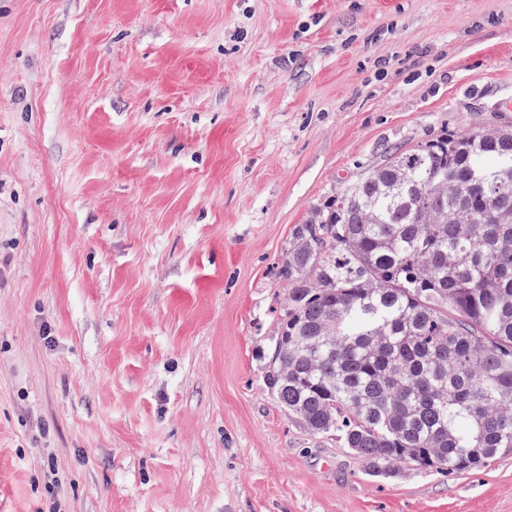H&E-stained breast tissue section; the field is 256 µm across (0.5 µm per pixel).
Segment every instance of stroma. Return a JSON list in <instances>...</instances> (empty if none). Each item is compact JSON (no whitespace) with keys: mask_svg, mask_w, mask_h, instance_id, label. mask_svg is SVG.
<instances>
[{"mask_svg":"<svg viewBox=\"0 0 512 512\" xmlns=\"http://www.w3.org/2000/svg\"><path fill=\"white\" fill-rule=\"evenodd\" d=\"M512 126V0H0V512H512L264 384L291 231Z\"/></svg>","mask_w":512,"mask_h":512,"instance_id":"1","label":"stroma"}]
</instances>
